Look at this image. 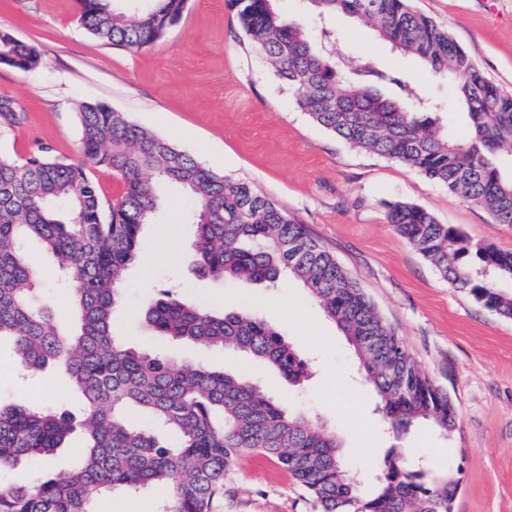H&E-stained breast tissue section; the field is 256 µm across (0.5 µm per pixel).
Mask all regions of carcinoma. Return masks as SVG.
Here are the masks:
<instances>
[{
    "label": "carcinoma",
    "instance_id": "carcinoma-1",
    "mask_svg": "<svg viewBox=\"0 0 512 512\" xmlns=\"http://www.w3.org/2000/svg\"><path fill=\"white\" fill-rule=\"evenodd\" d=\"M80 23L97 41L130 49L152 46L187 0H150L140 12L112 0H81ZM319 17L346 15L446 77L464 111L468 135L440 121L438 105L397 73L335 55L336 32L314 38L285 23L274 0H232L254 49L292 93L298 108L354 148L424 174L486 210L493 224L512 225V94L490 81L448 31L410 0H307ZM0 54L38 65L36 48L0 30ZM84 162L34 154L23 163L0 156V340H11L18 365L36 372L61 364L79 389L76 420L41 405L0 400V473L47 456L65 438L84 437L71 472L30 485H0V512H96L105 494L168 490L158 512H210L237 458H275L313 497L320 512H452L460 480L426 479L390 455L365 488L355 483L336 433L241 374L147 353L120 340L112 314L146 224L160 204L162 181L182 186L194 226L195 272L222 281L276 284L288 276L332 320L373 387L376 410L396 433L422 421L443 434L456 426L448 392L421 370L400 336L381 318L357 281L305 225L249 183L218 173L116 109L86 103L79 112ZM121 177L123 195L104 220L89 167ZM65 205L67 216L56 211ZM388 222L456 288L512 319V252L472 243L425 209L388 206ZM39 241L72 286L78 326L59 332L38 299L39 272L27 245ZM164 341L229 349L263 360L302 385L311 370L284 336L256 314L217 311L162 291L141 312Z\"/></svg>",
    "mask_w": 512,
    "mask_h": 512
}]
</instances>
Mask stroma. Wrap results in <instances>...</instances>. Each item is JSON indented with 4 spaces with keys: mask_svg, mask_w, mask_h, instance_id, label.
Masks as SVG:
<instances>
[{
    "mask_svg": "<svg viewBox=\"0 0 512 512\" xmlns=\"http://www.w3.org/2000/svg\"><path fill=\"white\" fill-rule=\"evenodd\" d=\"M451 36L501 89L512 92V0H411ZM79 0H0V30L35 45L41 61L25 71L0 64V98L20 116L0 135V154L21 159L47 152L81 158L78 108L104 103L126 112L207 167L252 184L305 224L358 281L379 315L403 338L415 363L448 391L456 430L430 424L395 437L373 412L372 388L336 325L294 280L277 287L228 283L198 276L191 258L185 194L160 186L161 203L127 272L113 313L115 332L134 345H158L139 319L141 308L169 283L181 298L227 311L250 310L275 327L311 362L306 387L292 386L264 363L204 346L177 347L178 355L259 382L280 405L334 430L348 466L372 476L376 461L393 455L408 466L460 480L453 512H512V320L452 287L387 221L388 206L422 207L472 242L512 251V226L421 173L351 147L297 107L242 31L229 0H188L180 20L151 47L131 50L93 39L79 22ZM341 49L400 73L436 102L457 136L466 122L447 79L431 76L414 58L339 15ZM29 253L41 272L40 299L60 328H69L71 288L38 242ZM41 405L80 416L83 400L66 376L49 366L25 376L10 341L0 342V400ZM80 436L45 460L0 474L23 485L43 473L77 466ZM211 512H318L308 492L274 460L259 453L238 458Z\"/></svg>",
    "mask_w": 512,
    "mask_h": 512,
    "instance_id": "stroma-1",
    "label": "stroma"
}]
</instances>
